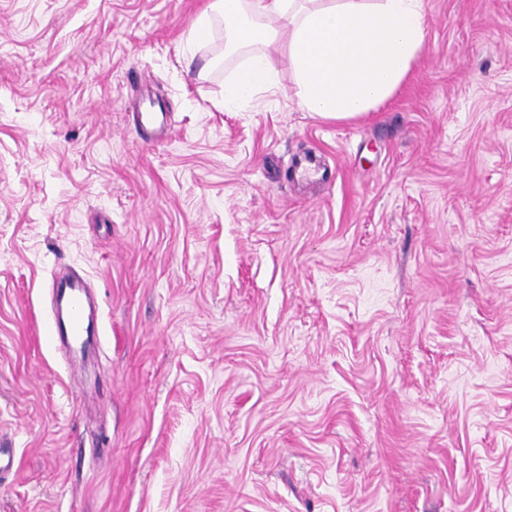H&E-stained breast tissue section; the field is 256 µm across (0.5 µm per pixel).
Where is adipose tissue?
<instances>
[{
	"label": "adipose tissue",
	"mask_w": 512,
	"mask_h": 512,
	"mask_svg": "<svg viewBox=\"0 0 512 512\" xmlns=\"http://www.w3.org/2000/svg\"><path fill=\"white\" fill-rule=\"evenodd\" d=\"M222 18L225 50L256 47L225 95H251L270 75L259 50L288 42V64L301 107L325 121L361 118L399 88L425 47L423 0H212L190 32Z\"/></svg>",
	"instance_id": "obj_1"
}]
</instances>
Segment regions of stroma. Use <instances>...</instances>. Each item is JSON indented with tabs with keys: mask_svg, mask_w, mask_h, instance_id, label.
<instances>
[{
	"mask_svg": "<svg viewBox=\"0 0 512 512\" xmlns=\"http://www.w3.org/2000/svg\"><path fill=\"white\" fill-rule=\"evenodd\" d=\"M210 2L0 0V512H512V0L344 123L283 42L225 101ZM58 288H67L65 301V318L63 317V308H59L58 318L49 319L48 323L43 325L42 335L49 345H55L57 336H68L74 344H81L85 336L97 331L98 321L94 319L87 308L88 293L87 288H91L90 283L83 279L73 278L65 280L58 285Z\"/></svg>",
	"mask_w": 512,
	"mask_h": 512,
	"instance_id": "35a3bbf8",
	"label": "stroma"
}]
</instances>
